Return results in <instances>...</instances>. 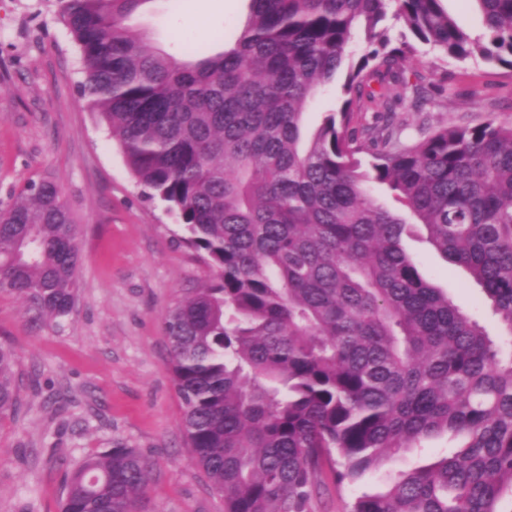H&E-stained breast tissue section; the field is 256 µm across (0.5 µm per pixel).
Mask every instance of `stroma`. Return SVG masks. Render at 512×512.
<instances>
[{
	"label": "stroma",
	"mask_w": 512,
	"mask_h": 512,
	"mask_svg": "<svg viewBox=\"0 0 512 512\" xmlns=\"http://www.w3.org/2000/svg\"><path fill=\"white\" fill-rule=\"evenodd\" d=\"M246 0H148L130 27L183 60L185 41L203 50L232 43L247 18ZM448 73V97L433 123L475 126L512 121V74L481 58H438L429 46L406 64ZM80 51L54 0H0V207L28 182L52 179L78 227L82 263L73 311L36 318L14 294L0 293V344L17 356L22 404L0 419V512H59L64 478L91 452L117 445L153 463L140 512H224V501L190 461L169 368L163 318L207 277L177 242L176 217L149 198L130 173L118 141L87 98ZM406 252L490 335L503 328L467 270L447 262L411 226ZM440 436L399 455L344 490L328 487L314 512H346L363 492L453 452Z\"/></svg>",
	"instance_id": "1"
}]
</instances>
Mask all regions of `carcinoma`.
<instances>
[{"mask_svg": "<svg viewBox=\"0 0 512 512\" xmlns=\"http://www.w3.org/2000/svg\"><path fill=\"white\" fill-rule=\"evenodd\" d=\"M150 0H56L88 98L132 175L210 272L166 314L193 464L224 512H312L394 456L449 435L456 451L356 497L347 512H504L512 499V122L439 123L401 141L445 82L404 62L425 44L512 70V0H475L474 38L443 0H248L234 43L184 62L127 19ZM402 23L391 46L388 18ZM362 37L365 49L353 55ZM339 109L305 131L322 87ZM482 288L493 338L425 279L407 219ZM78 230L59 185L31 181L0 210V291L40 317L73 310ZM20 403L0 345V417ZM152 474L135 448L79 460L61 512H138Z\"/></svg>", "mask_w": 512, "mask_h": 512, "instance_id": "carcinoma-1", "label": "carcinoma"}]
</instances>
